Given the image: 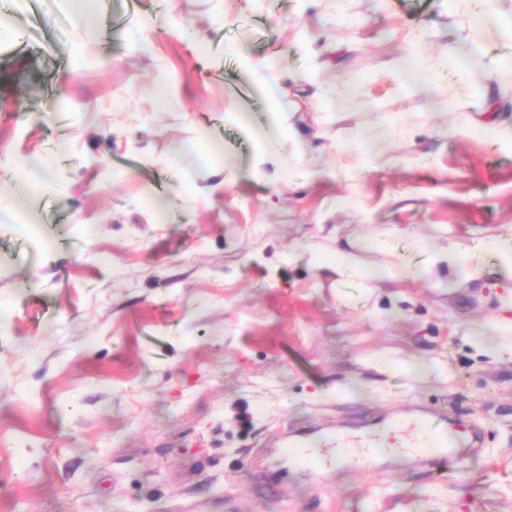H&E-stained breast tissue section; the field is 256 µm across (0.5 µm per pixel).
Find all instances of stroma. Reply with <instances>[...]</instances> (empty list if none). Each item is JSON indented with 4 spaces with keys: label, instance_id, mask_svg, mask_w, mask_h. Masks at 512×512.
I'll return each instance as SVG.
<instances>
[{
    "label": "stroma",
    "instance_id": "1",
    "mask_svg": "<svg viewBox=\"0 0 512 512\" xmlns=\"http://www.w3.org/2000/svg\"><path fill=\"white\" fill-rule=\"evenodd\" d=\"M125 3L93 0V32L60 0L5 8L29 41L0 49V209H25L22 167L50 166L32 185L40 235L0 220V512H512V361L474 347L496 339L512 290L490 257L463 288L442 266L399 278L418 243L512 225V148L454 131L480 98L450 73L407 90L392 73L419 33L447 63L462 16L448 0H138L154 24L134 47ZM297 23L309 48L292 42ZM239 45L278 60L281 120L310 166L255 168L225 121L268 122ZM468 47L511 100L494 39L475 29ZM321 62L317 125L294 77ZM62 78L69 96L50 106ZM202 128L222 145L217 168ZM158 197L176 203L164 224L150 220ZM339 237L360 241L358 269L384 274L373 297L310 255ZM375 356L411 369L380 372ZM417 406L480 428L482 452L346 462L322 479L277 449Z\"/></svg>",
    "mask_w": 512,
    "mask_h": 512
}]
</instances>
